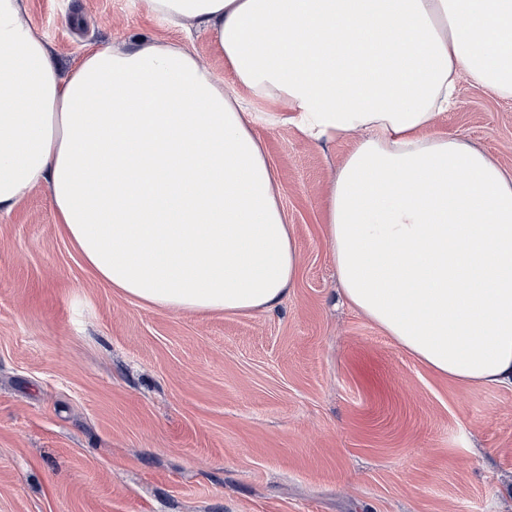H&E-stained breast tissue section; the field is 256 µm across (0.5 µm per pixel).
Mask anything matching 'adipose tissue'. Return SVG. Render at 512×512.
<instances>
[{"label": "adipose tissue", "mask_w": 512, "mask_h": 512, "mask_svg": "<svg viewBox=\"0 0 512 512\" xmlns=\"http://www.w3.org/2000/svg\"><path fill=\"white\" fill-rule=\"evenodd\" d=\"M214 35L309 138L364 131L330 187L345 299L434 372L512 388V173L425 136L461 83L512 98V0H143ZM0 0V213L44 183L94 275L171 312L278 306L299 256L253 115L185 43L62 74Z\"/></svg>", "instance_id": "adipose-tissue-1"}]
</instances>
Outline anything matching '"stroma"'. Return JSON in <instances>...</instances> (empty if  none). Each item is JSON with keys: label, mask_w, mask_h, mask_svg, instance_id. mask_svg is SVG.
Here are the masks:
<instances>
[{"label": "stroma", "mask_w": 512, "mask_h": 512, "mask_svg": "<svg viewBox=\"0 0 512 512\" xmlns=\"http://www.w3.org/2000/svg\"><path fill=\"white\" fill-rule=\"evenodd\" d=\"M62 71L182 38L142 0H23ZM237 95L300 255L270 311L169 312L94 277L46 185L0 213V512H512V389L438 375L343 299L326 234L359 139ZM512 171V98L462 83L430 130Z\"/></svg>", "instance_id": "1"}]
</instances>
